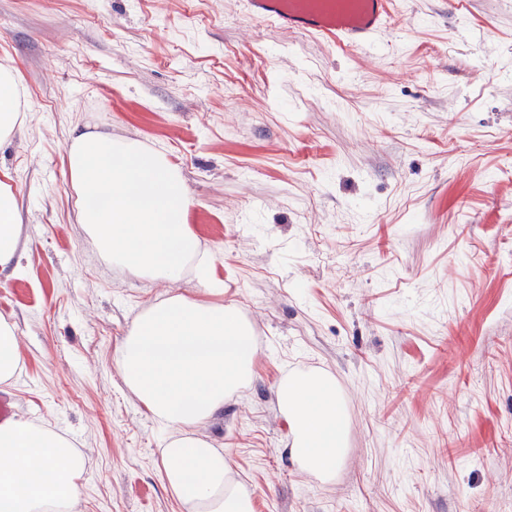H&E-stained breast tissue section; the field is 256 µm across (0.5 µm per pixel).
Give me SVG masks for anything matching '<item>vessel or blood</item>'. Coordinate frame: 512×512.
Returning <instances> with one entry per match:
<instances>
[{"instance_id":"b4317fda","label":"vessel or blood","mask_w":512,"mask_h":512,"mask_svg":"<svg viewBox=\"0 0 512 512\" xmlns=\"http://www.w3.org/2000/svg\"><path fill=\"white\" fill-rule=\"evenodd\" d=\"M248 17L280 28L330 38L355 49L374 47L393 24L391 0H243Z\"/></svg>"}]
</instances>
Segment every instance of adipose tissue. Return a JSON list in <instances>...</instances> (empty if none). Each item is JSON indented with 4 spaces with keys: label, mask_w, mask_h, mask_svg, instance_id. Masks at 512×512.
I'll return each instance as SVG.
<instances>
[{
    "label": "adipose tissue",
    "mask_w": 512,
    "mask_h": 512,
    "mask_svg": "<svg viewBox=\"0 0 512 512\" xmlns=\"http://www.w3.org/2000/svg\"><path fill=\"white\" fill-rule=\"evenodd\" d=\"M28 94L18 71L0 65V143L20 128ZM70 182L86 207L80 222L103 258L132 275L180 280L192 268L197 295L175 293L143 311L119 342L123 380L154 422L166 429L162 477L184 512H256L251 494L199 425L251 383L255 330L224 301L211 254L186 222L191 199L178 166L136 140L81 131L67 159ZM20 217L15 193L0 181V274H18ZM276 389L290 424L291 461L330 478L345 448V411L335 379L298 372ZM86 474L67 433L24 417L0 421V512H73Z\"/></svg>",
    "instance_id": "adipose-tissue-1"
}]
</instances>
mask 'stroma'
<instances>
[{"mask_svg": "<svg viewBox=\"0 0 512 512\" xmlns=\"http://www.w3.org/2000/svg\"><path fill=\"white\" fill-rule=\"evenodd\" d=\"M373 51L252 20L241 0H0V64L29 92L0 146L23 271L0 395L86 458L76 512H183L164 432L115 349L152 303L85 235L74 129L163 150L252 383L201 427L257 512H512V0H393ZM328 372L347 416L332 480L293 464L276 390ZM23 358L19 352L13 323L0 320V384H10L21 371Z\"/></svg>", "mask_w": 512, "mask_h": 512, "instance_id": "35a3bbf8", "label": "stroma"}]
</instances>
